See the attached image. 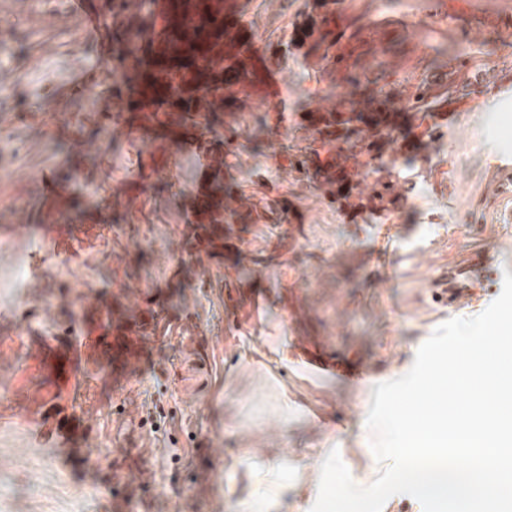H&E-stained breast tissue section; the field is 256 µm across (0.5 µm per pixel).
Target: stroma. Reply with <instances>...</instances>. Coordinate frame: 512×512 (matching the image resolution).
Here are the masks:
<instances>
[{
	"label": "stroma",
	"mask_w": 512,
	"mask_h": 512,
	"mask_svg": "<svg viewBox=\"0 0 512 512\" xmlns=\"http://www.w3.org/2000/svg\"><path fill=\"white\" fill-rule=\"evenodd\" d=\"M343 0L336 44L294 47L315 0H226L249 35L272 44L260 70H287L288 87L264 105L260 90H224V191L260 213L228 224L224 249L199 265L183 255L185 192L208 186L210 169L183 156L184 191L155 174L167 128L149 134L157 153L110 119L112 80L106 30L84 26L71 0H46L57 23L30 27L29 0H0V44L13 81L27 56L51 61L45 76L15 83L0 124L11 130L13 178L0 194L22 197L37 241L30 253L40 285L17 289L18 225L0 217V512H310L321 465L338 450L356 485L380 466L366 417L376 386L406 374L419 346L443 322L478 315L512 273V177L497 163L512 156V46L477 12L512 14V0ZM96 74L93 100L72 99L63 124L50 104L82 73ZM424 145L393 144L381 170L359 167L362 197L380 190L382 172L411 189L403 210L346 223L296 159L316 136L301 116L324 101L347 110L352 97L412 99ZM279 152V170L267 154ZM108 179L98 203L84 182ZM148 177L152 206L133 200ZM288 207L287 220L270 212ZM73 227L55 239L51 220ZM471 265L477 297L449 307L432 295L448 266ZM146 293H139L140 285ZM154 302L161 318L146 337L150 355L129 379L111 370L77 373L75 390L43 378L37 345L59 333L108 332V310ZM99 308H92V301ZM325 351L369 372L362 380L311 375L306 355ZM133 408L119 416L120 402ZM74 448L63 462L57 434Z\"/></svg>",
	"instance_id": "stroma-1"
}]
</instances>
